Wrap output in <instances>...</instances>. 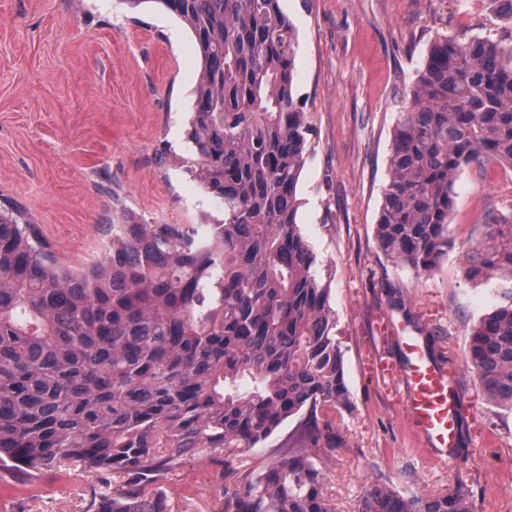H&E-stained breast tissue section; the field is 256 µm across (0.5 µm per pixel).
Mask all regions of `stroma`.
<instances>
[{
    "instance_id": "obj_1",
    "label": "stroma",
    "mask_w": 512,
    "mask_h": 512,
    "mask_svg": "<svg viewBox=\"0 0 512 512\" xmlns=\"http://www.w3.org/2000/svg\"><path fill=\"white\" fill-rule=\"evenodd\" d=\"M296 29V96L310 115V155L297 197L301 230L331 288L336 340L353 411L347 447L318 460L336 512H356L382 476L422 496L463 483L474 512H512V415L493 407L466 366L469 330L500 301L497 281L462 275L488 206L512 212L499 166L466 168L456 185V246L433 272L387 261L374 224L388 179L395 116L433 41L512 42V0H281ZM200 78L187 24L154 0H0V205L37 224L59 264L103 257L112 224H214L224 210L185 167ZM400 291L404 312L389 307ZM416 336L456 358L466 411L450 458L435 455L361 366L371 348L401 363ZM94 479L78 472L32 483L0 478V512H79ZM170 512H220L208 460L171 474Z\"/></svg>"
}]
</instances>
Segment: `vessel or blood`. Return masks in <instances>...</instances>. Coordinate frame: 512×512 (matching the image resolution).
I'll use <instances>...</instances> for the list:
<instances>
[{"label": "vessel or blood", "instance_id": "b4317fda", "mask_svg": "<svg viewBox=\"0 0 512 512\" xmlns=\"http://www.w3.org/2000/svg\"><path fill=\"white\" fill-rule=\"evenodd\" d=\"M405 360L394 366L390 359L371 355L367 370L387 382L395 401L403 408L411 429L431 447L445 451L454 446L464 412L457 389L448 382L446 367L426 357L416 337L402 339Z\"/></svg>", "mask_w": 512, "mask_h": 512}]
</instances>
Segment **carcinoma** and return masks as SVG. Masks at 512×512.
<instances>
[{"instance_id":"cac0c4a2","label":"carcinoma","mask_w":512,"mask_h":512,"mask_svg":"<svg viewBox=\"0 0 512 512\" xmlns=\"http://www.w3.org/2000/svg\"><path fill=\"white\" fill-rule=\"evenodd\" d=\"M185 21L201 79L192 176L224 220L114 224L103 258L73 271L40 229L0 211V472L21 481L78 469L97 488L81 512H166L164 483L202 457L219 466L224 512H335L319 451L346 445L352 408L330 288L298 224L307 113L295 96V28L281 0H156ZM396 114L375 224L384 258L418 274L454 247L462 171L512 169V43L442 36ZM464 276L508 283L469 333L466 363L512 413V215L489 207ZM252 386L241 389V382ZM298 418L260 472L245 453ZM357 512H472L380 476Z\"/></svg>"}]
</instances>
